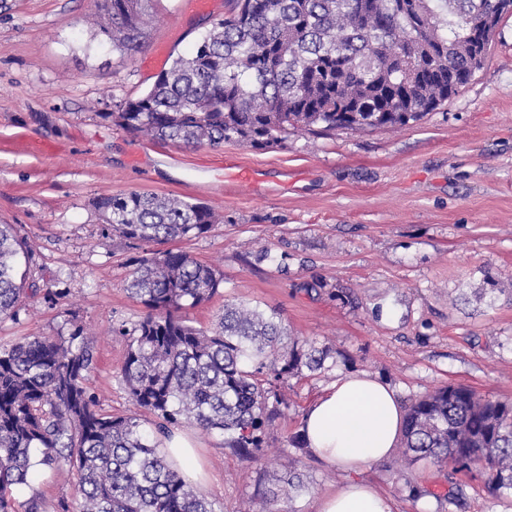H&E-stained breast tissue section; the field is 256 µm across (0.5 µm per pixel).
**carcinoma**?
Wrapping results in <instances>:
<instances>
[{
    "mask_svg": "<svg viewBox=\"0 0 512 512\" xmlns=\"http://www.w3.org/2000/svg\"><path fill=\"white\" fill-rule=\"evenodd\" d=\"M112 47H142L146 0H103ZM189 56L173 59L144 95L106 112L115 125L183 145L263 148L292 133L403 127L437 109L482 67L509 0H232ZM112 231L143 245L197 238L209 207L153 193L99 197ZM25 242L0 224V323L31 301L18 268ZM223 278L183 251L134 260L127 291L146 308L132 327L121 377L137 408L103 414L86 385L93 351L83 329L0 345V512L41 468L75 472L80 512H216L173 470L161 437L184 421L251 455L280 415L277 382L336 354L291 335L280 314L226 303L209 329L186 311ZM409 463L479 464L494 495L512 493V402L450 384L412 401L400 440Z\"/></svg>",
    "mask_w": 512,
    "mask_h": 512,
    "instance_id": "carcinoma-1",
    "label": "carcinoma"
}]
</instances>
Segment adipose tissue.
<instances>
[{"label": "adipose tissue", "mask_w": 512, "mask_h": 512, "mask_svg": "<svg viewBox=\"0 0 512 512\" xmlns=\"http://www.w3.org/2000/svg\"><path fill=\"white\" fill-rule=\"evenodd\" d=\"M395 391L366 374L336 380L308 407L303 431L311 454L349 472L387 458L402 434ZM317 512H392L389 501L352 480L318 503Z\"/></svg>", "instance_id": "obj_1"}]
</instances>
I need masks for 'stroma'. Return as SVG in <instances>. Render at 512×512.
<instances>
[{
	"label": "stroma",
	"instance_id": "stroma-1",
	"mask_svg": "<svg viewBox=\"0 0 512 512\" xmlns=\"http://www.w3.org/2000/svg\"><path fill=\"white\" fill-rule=\"evenodd\" d=\"M228 9L227 0L204 13L149 0L143 45L130 55L100 41L96 0H0V224L27 242L23 272L37 291L0 324V343L83 326L95 357L87 384L102 411L134 414L121 380L129 339L116 329L145 313L125 289L142 250L108 230L93 202L148 191L201 203L223 223L174 247L224 279L188 311L193 325L209 328L225 303L245 302L336 352L279 382L285 407L256 457L181 423L201 469L191 482L218 512H257L271 489L272 512H316L352 479L393 512H512V495L490 493L477 464L408 466L396 450L351 474L295 444L310 404L348 375L385 382L405 404L448 384L512 400V16L472 81L404 129L185 147L108 120ZM292 459L299 491L279 483ZM32 488L43 512L79 510L68 468L40 472Z\"/></svg>",
	"mask_w": 512,
	"mask_h": 512
}]
</instances>
